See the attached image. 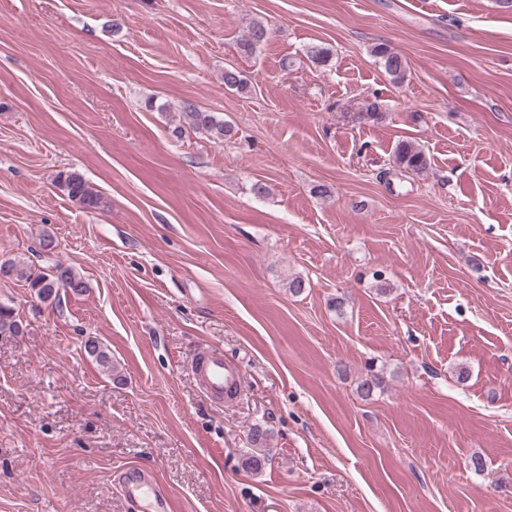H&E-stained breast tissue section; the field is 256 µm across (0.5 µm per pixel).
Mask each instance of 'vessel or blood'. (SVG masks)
I'll list each match as a JSON object with an SVG mask.
<instances>
[{
  "instance_id": "1",
  "label": "vessel or blood",
  "mask_w": 512,
  "mask_h": 512,
  "mask_svg": "<svg viewBox=\"0 0 512 512\" xmlns=\"http://www.w3.org/2000/svg\"><path fill=\"white\" fill-rule=\"evenodd\" d=\"M191 368L198 377L203 391L216 401H230L244 392L246 384L241 370L225 360L221 350L204 346L191 356ZM123 488L128 501H136L143 494L151 500L146 512H173L171 498L161 489L155 477L139 468L127 469L123 474Z\"/></svg>"
}]
</instances>
